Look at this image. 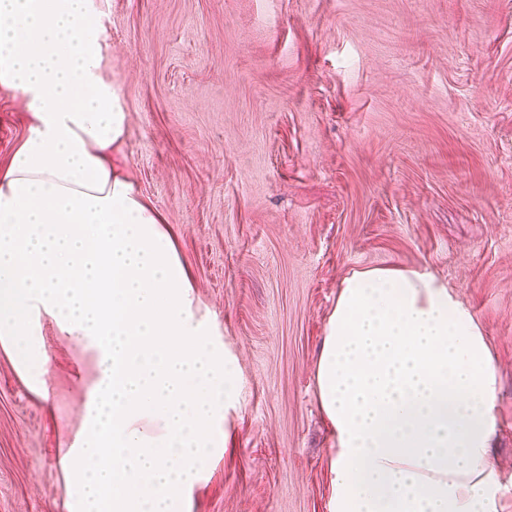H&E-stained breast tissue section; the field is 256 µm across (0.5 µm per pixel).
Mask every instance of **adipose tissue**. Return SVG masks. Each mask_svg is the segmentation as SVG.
Listing matches in <instances>:
<instances>
[{"instance_id": "obj_1", "label": "adipose tissue", "mask_w": 512, "mask_h": 512, "mask_svg": "<svg viewBox=\"0 0 512 512\" xmlns=\"http://www.w3.org/2000/svg\"><path fill=\"white\" fill-rule=\"evenodd\" d=\"M101 16L97 0H0V84L28 113L0 166V341L41 397L40 313L97 353L100 379L61 457L67 512H187L239 384L187 307L174 231L114 156L128 117ZM315 384L334 439L329 512H501L497 367L431 274L344 278Z\"/></svg>"}]
</instances>
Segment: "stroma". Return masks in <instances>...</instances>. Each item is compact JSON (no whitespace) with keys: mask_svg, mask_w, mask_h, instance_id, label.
<instances>
[{"mask_svg":"<svg viewBox=\"0 0 512 512\" xmlns=\"http://www.w3.org/2000/svg\"><path fill=\"white\" fill-rule=\"evenodd\" d=\"M101 3L119 154L240 383L190 512H328L315 363L343 278L395 265L487 336L512 512V0ZM26 124L0 85V161ZM41 334L45 400L0 345V512H65L59 451L100 374L51 318Z\"/></svg>","mask_w":512,"mask_h":512,"instance_id":"obj_1","label":"stroma"}]
</instances>
